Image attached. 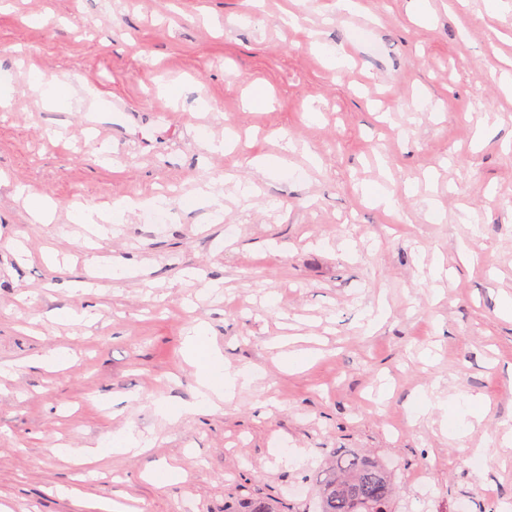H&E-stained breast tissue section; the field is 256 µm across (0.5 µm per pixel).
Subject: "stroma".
Here are the masks:
<instances>
[{
	"instance_id": "obj_1",
	"label": "stroma",
	"mask_w": 512,
	"mask_h": 512,
	"mask_svg": "<svg viewBox=\"0 0 512 512\" xmlns=\"http://www.w3.org/2000/svg\"><path fill=\"white\" fill-rule=\"evenodd\" d=\"M0 0V503L82 512L125 496L133 512H224L251 496L314 512L327 452L358 449L392 470L391 512H512V0ZM291 5L301 26L280 20ZM347 66L327 67L328 49ZM73 80L81 106L49 108L28 83ZM178 83L179 99L161 92ZM263 90L261 107L247 103ZM106 101L98 113L86 90ZM239 136L210 153L203 135ZM278 157L286 172L248 164ZM222 219L193 197L211 179ZM256 182L244 199L239 185ZM48 195L32 223L14 187ZM180 190L167 219L131 216L87 243L79 207ZM393 193V210L364 190ZM56 254L53 264L42 253ZM148 264L104 278L94 259ZM444 277H436L435 267ZM223 281L220 293L203 291ZM205 323L251 388L219 410L170 420L192 400L185 339ZM55 347L46 372L28 359ZM307 366L287 370L289 359ZM480 396L482 420L452 438L415 397ZM131 427L152 443L95 467L68 451ZM289 455H282V448ZM484 451L472 468L473 449Z\"/></svg>"
}]
</instances>
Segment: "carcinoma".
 <instances>
[{
  "label": "carcinoma",
  "instance_id": "carcinoma-1",
  "mask_svg": "<svg viewBox=\"0 0 512 512\" xmlns=\"http://www.w3.org/2000/svg\"><path fill=\"white\" fill-rule=\"evenodd\" d=\"M319 512H390L395 484L379 460L352 450L330 455L315 475Z\"/></svg>",
  "mask_w": 512,
  "mask_h": 512
}]
</instances>
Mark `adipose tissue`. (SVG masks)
<instances>
[{"label": "adipose tissue", "instance_id": "adipose-tissue-1", "mask_svg": "<svg viewBox=\"0 0 512 512\" xmlns=\"http://www.w3.org/2000/svg\"><path fill=\"white\" fill-rule=\"evenodd\" d=\"M162 204V199L156 197L138 201L124 199L103 209H77L73 221L96 228L104 224H121L127 215L147 209H158ZM186 358L197 369L195 399L177 405H157V412L164 417L174 419L185 414H193L204 406L217 408L219 402L233 396L236 390L248 388L253 383V378L248 373L231 369L225 364L222 351L209 339L205 325L196 326L193 335L188 337ZM148 447V442L140 434L126 429L113 435L111 441L104 446L82 448L76 450L74 456L79 464L92 466L110 454L139 456L145 453Z\"/></svg>", "mask_w": 512, "mask_h": 512}]
</instances>
